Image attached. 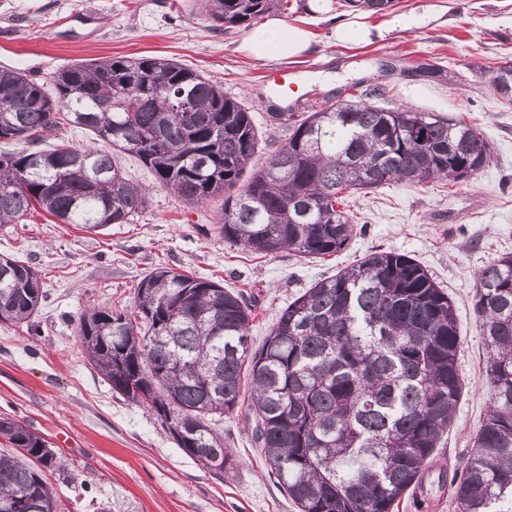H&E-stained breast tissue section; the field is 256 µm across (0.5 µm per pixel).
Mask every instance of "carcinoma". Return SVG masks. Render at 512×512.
Returning <instances> with one entry per match:
<instances>
[{
  "instance_id": "obj_1",
  "label": "carcinoma",
  "mask_w": 512,
  "mask_h": 512,
  "mask_svg": "<svg viewBox=\"0 0 512 512\" xmlns=\"http://www.w3.org/2000/svg\"><path fill=\"white\" fill-rule=\"evenodd\" d=\"M228 28L249 27L283 0H203ZM506 102L512 59L485 67ZM53 91L0 69V224L41 209L95 230L145 209L103 143L136 154L157 183L190 206L221 200L214 224L252 251L320 258L356 234L341 194L390 181L463 182L491 160L477 128L431 112L388 108L364 95L307 113H282L292 133L259 136L249 107L202 74L159 57H109L55 72ZM66 122L88 147L38 150ZM265 163L243 179L256 155ZM46 296L39 271L0 255V321L23 323ZM474 310L488 351L490 408L453 479L458 512H512V255L478 274ZM249 306L202 276L157 268L135 288L133 311L90 310L78 337L88 360L126 399L149 406L189 457L234 468L213 419L239 409L299 512H392L422 487L451 426L463 384L461 336L448 293L413 258L373 252L316 281L249 345ZM249 394H242V381ZM0 512H56L48 474L62 462L23 422L0 417Z\"/></svg>"
}]
</instances>
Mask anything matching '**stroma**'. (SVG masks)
<instances>
[{"label":"stroma","instance_id":"1","mask_svg":"<svg viewBox=\"0 0 512 512\" xmlns=\"http://www.w3.org/2000/svg\"><path fill=\"white\" fill-rule=\"evenodd\" d=\"M309 3L289 0L281 16L309 33V50L265 61L242 50L246 29L215 27L197 0H0V68L41 83L75 63L165 56L248 103L256 130L273 142L289 134L280 113L300 115L377 87L381 105L462 119L491 150L488 166L453 186L394 181L348 196L356 234L340 252L314 260L224 241L213 230L218 201L184 205L124 152L118 162L151 188L130 223L94 232L38 210L25 223L0 224V254L36 267L47 292L30 324L0 322V416L44 435L64 462L51 478L61 512H298L253 447L243 414L220 424L234 469L212 474L177 447L154 411L113 392L83 351L79 318L91 308L131 304L140 279L168 267L242 290L256 347L298 293L380 251L408 255L427 270L453 299L462 336L463 393L423 481L426 506L416 508L406 495L397 512H457L451 482L490 402L473 307L477 276L512 254V105L479 72L512 58V0H396L378 15L351 11L342 0H326L317 11ZM349 22L362 24L367 38L337 40L336 27ZM425 63L436 66L434 77L421 73ZM274 71L287 72L295 94H281L268 78Z\"/></svg>","mask_w":512,"mask_h":512}]
</instances>
